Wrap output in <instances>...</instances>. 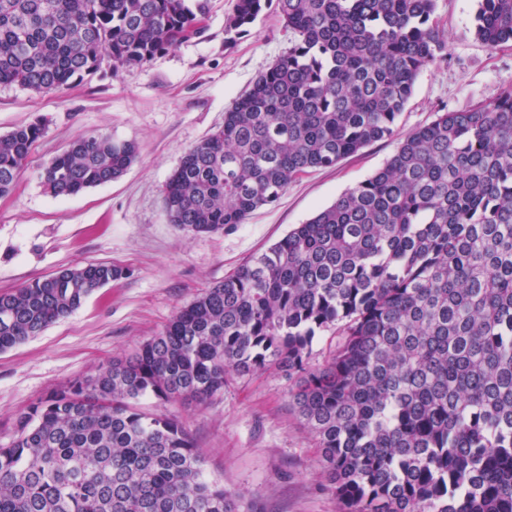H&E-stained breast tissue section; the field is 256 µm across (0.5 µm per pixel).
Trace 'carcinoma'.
Returning a JSON list of instances; mask_svg holds the SVG:
<instances>
[{"mask_svg": "<svg viewBox=\"0 0 512 512\" xmlns=\"http://www.w3.org/2000/svg\"><path fill=\"white\" fill-rule=\"evenodd\" d=\"M294 41L188 148L170 223L241 224L300 175L395 135L419 72L445 57L435 0H234L226 44L271 3ZM475 33L512 44V0ZM208 0H0V86L53 94L200 36ZM39 122L0 136L9 194ZM136 142L80 136L40 172L69 197L119 178ZM128 275L106 262L0 293V352ZM342 336L323 366L319 333ZM297 379L341 512H512V87L407 134L370 177L206 289L125 360L33 404L0 445V512H249L203 475L177 420L137 401L204 403L229 373Z\"/></svg>", "mask_w": 512, "mask_h": 512, "instance_id": "1", "label": "carcinoma"}]
</instances>
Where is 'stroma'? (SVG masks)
Listing matches in <instances>:
<instances>
[{
  "label": "stroma",
  "mask_w": 512,
  "mask_h": 512,
  "mask_svg": "<svg viewBox=\"0 0 512 512\" xmlns=\"http://www.w3.org/2000/svg\"><path fill=\"white\" fill-rule=\"evenodd\" d=\"M233 4L209 0L203 33L143 66L100 73L56 94L0 86V135L35 121L45 126L13 191L0 196V292L91 262L129 271L65 320L0 353V444L11 441L17 416L33 403L134 353L204 289L382 167L400 138L438 113L491 102L512 86V45L492 50L477 39L476 0H435L432 19L447 56L418 74L394 138L300 176L244 223L214 234L186 231L164 210L169 176L294 41L270 8L225 47ZM99 132L135 141L134 164L79 195L47 194L42 168L74 137ZM293 386L284 373L267 371L234 377L205 404L146 397L140 405L181 422L207 477L246 493L252 512H340L315 440L291 406Z\"/></svg>",
  "instance_id": "stroma-1"
}]
</instances>
